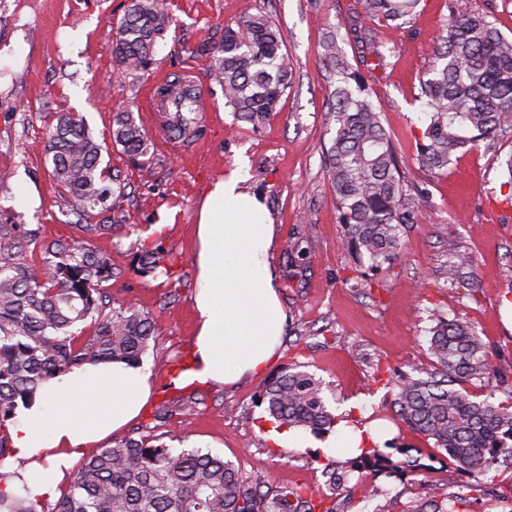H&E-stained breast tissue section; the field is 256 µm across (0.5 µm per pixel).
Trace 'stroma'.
<instances>
[{
    "label": "stroma",
    "mask_w": 512,
    "mask_h": 512,
    "mask_svg": "<svg viewBox=\"0 0 512 512\" xmlns=\"http://www.w3.org/2000/svg\"><path fill=\"white\" fill-rule=\"evenodd\" d=\"M129 0H0V224L40 231L41 244L22 259L41 263L43 244L84 241L109 257L106 288L111 306L137 303L155 320V338L142 357L152 396L141 415L112 433L107 445L147 433L171 446L200 448L232 461L263 487L299 485L327 493L324 466L349 454H325L303 432L295 448L277 447L259 400L282 369L301 367L324 382L336 416L354 428L383 434L391 418L393 371L429 364L433 318L454 316L474 325L487 343L494 369L512 379V295L500 270L512 262V207L500 195L501 163L512 153V131L494 149L461 150L446 172L431 174L417 160L424 126L417 99L419 77L448 17V0H421L408 23L377 24L389 47L375 73L372 101L402 158L409 185L426 190L427 206L407 227L403 254L391 266L363 271L339 245L341 226L324 156L335 129L331 107L336 78L323 64L322 46L338 19L362 13L363 0H167L174 23L149 72L117 78L112 26ZM266 14L276 19L292 84L277 112L253 125L236 120L224 104L200 45L218 43L225 24ZM194 70L207 90L196 136L163 134L146 85L152 74ZM132 107L152 140L153 165L132 168L112 143V116ZM83 116L102 145V160L127 185L123 212L86 217L65 208L49 176L48 131L58 114ZM244 186L265 200L275 240L269 260L288 313L278 357L263 374L226 387L192 381L187 392L166 390L176 363H192L195 320L193 257L201 201L208 188L235 168ZM108 224V234H87V223ZM305 230L312 243L302 277L289 276L288 249ZM158 251L170 276H143L141 248ZM472 256V267L448 277V256ZM196 410L181 411L184 394ZM169 415L154 427V413ZM398 430V429H395ZM397 446L420 452V469L400 477L353 473L347 512H405L423 488L469 501L468 512H512V462L500 460L488 475L496 495L473 491L456 466L423 436L398 430Z\"/></svg>",
    "instance_id": "1"
}]
</instances>
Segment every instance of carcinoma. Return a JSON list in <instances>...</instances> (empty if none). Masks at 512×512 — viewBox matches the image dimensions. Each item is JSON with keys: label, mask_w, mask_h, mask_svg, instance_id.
I'll return each instance as SVG.
<instances>
[{"label": "carcinoma", "mask_w": 512, "mask_h": 512, "mask_svg": "<svg viewBox=\"0 0 512 512\" xmlns=\"http://www.w3.org/2000/svg\"><path fill=\"white\" fill-rule=\"evenodd\" d=\"M419 0H365L367 16L400 21L413 15ZM171 18L165 0H130L116 22L113 58L127 75L146 71L165 40ZM337 29L366 46L364 70L351 68L337 38L323 46L322 59L340 76L333 104L336 128L326 151L325 169L333 189L341 245L360 264L377 270L401 252L402 232L417 223L426 193L408 188L397 148L370 99L368 74L386 55L366 27L364 17L342 19ZM211 57V74L224 89L225 105L236 119L258 124L275 112L291 84L276 21L264 15L224 26L215 45L197 49ZM426 127L417 143L419 163L438 174L451 157L479 143L495 146L512 130V39L486 13H471L448 0V20L429 67L419 77ZM195 103L170 113L166 127L182 136L191 127ZM130 164L153 163L150 141L131 108L117 113L110 132ZM46 151L52 177L65 207L88 215L120 207L125 184L101 168L102 145L77 116L62 115ZM37 238L24 224L0 225V429L13 422L19 407H29L40 390L58 375L88 363L141 364L152 339L153 318L133 303L109 305L104 283L112 265L97 251L59 241L44 245L54 261L42 268L17 261ZM140 272L156 275L157 252L141 249ZM432 362L415 366L421 378L403 376L394 383L398 420L433 441L477 488L500 456L512 459V389L507 400L475 401L455 388L459 382L490 378L489 349L475 328L462 320L438 316L429 329ZM262 403L278 428H304L324 436L336 427L321 381L289 368L266 387ZM374 475L399 470L374 448L346 461V469L325 467L329 489H348V471ZM0 512H44L41 501L0 489ZM51 512H337L327 500L297 486L274 490L249 480L233 462L201 448L178 450L156 438H129L93 454L72 476L69 489ZM411 512H466V500L434 494Z\"/></svg>", "instance_id": "1"}]
</instances>
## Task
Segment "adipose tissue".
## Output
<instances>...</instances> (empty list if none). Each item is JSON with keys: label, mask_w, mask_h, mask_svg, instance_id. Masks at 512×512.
I'll return each mask as SVG.
<instances>
[{"label": "adipose tissue", "mask_w": 512, "mask_h": 512, "mask_svg": "<svg viewBox=\"0 0 512 512\" xmlns=\"http://www.w3.org/2000/svg\"><path fill=\"white\" fill-rule=\"evenodd\" d=\"M240 172L210 187L199 208L194 256L196 376L227 386L266 370L287 314L268 255L274 228ZM151 395L147 373L123 362L85 365L44 386L11 426L24 468L0 467V488L53 498L79 451L135 419Z\"/></svg>", "instance_id": "obj_1"}]
</instances>
